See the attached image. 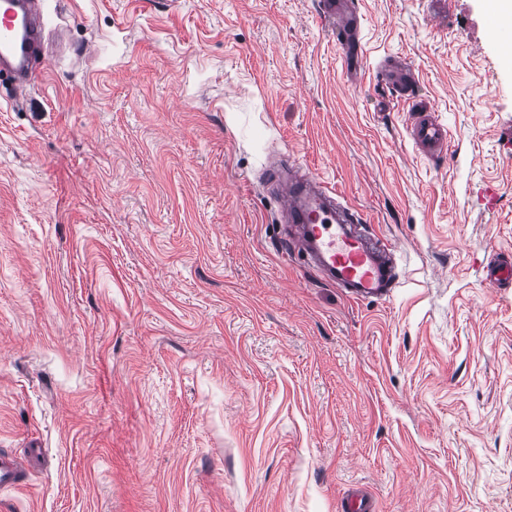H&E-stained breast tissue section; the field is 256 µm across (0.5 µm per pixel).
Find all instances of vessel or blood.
Here are the masks:
<instances>
[{
    "mask_svg": "<svg viewBox=\"0 0 512 512\" xmlns=\"http://www.w3.org/2000/svg\"><path fill=\"white\" fill-rule=\"evenodd\" d=\"M319 15L337 36L344 65L351 70L363 65L357 34L358 15L352 0H320ZM45 26L32 15L27 0H0V61L24 70L43 51ZM382 82L392 99L411 109L409 135L427 157L439 159L449 150L448 130L438 122L431 108L418 100L417 81L408 63L393 62L381 71ZM281 204L288 214L283 228L291 251L304 253L309 268L324 281L342 288L357 301L381 299L395 284L392 263L394 245L379 237L358 232L364 218L347 211L336 199L335 189L324 186L315 175L288 183ZM487 281L493 287L512 285V258L493 257ZM43 451L30 449L27 461L0 453V489L21 485L33 460Z\"/></svg>",
    "mask_w": 512,
    "mask_h": 512,
    "instance_id": "obj_1",
    "label": "vessel or blood"
}]
</instances>
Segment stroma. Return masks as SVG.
<instances>
[{
	"label": "stroma",
	"instance_id": "1",
	"mask_svg": "<svg viewBox=\"0 0 512 512\" xmlns=\"http://www.w3.org/2000/svg\"><path fill=\"white\" fill-rule=\"evenodd\" d=\"M42 0L0 75V512H512V57L495 0ZM448 129L423 156L383 61ZM291 156L397 248L353 302L285 254ZM319 15L322 21L336 32L341 58L347 69L359 70L363 61L359 55L357 34L358 15L352 0H320ZM487 281L495 287L501 288L503 285L512 286V258L499 257V254L491 258L488 265ZM40 456H44L41 448H30L24 462L13 455L0 453V489H12L21 485L26 471L30 468L29 462L39 461Z\"/></svg>",
	"mask_w": 512,
	"mask_h": 512
}]
</instances>
